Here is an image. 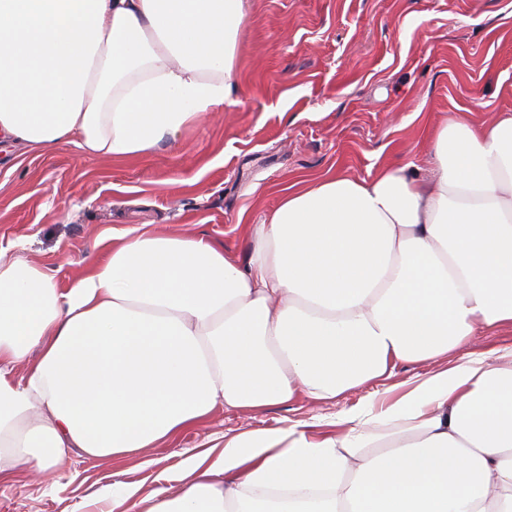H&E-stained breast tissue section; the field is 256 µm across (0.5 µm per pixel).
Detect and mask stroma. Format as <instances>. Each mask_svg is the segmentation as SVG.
Masks as SVG:
<instances>
[{
	"mask_svg": "<svg viewBox=\"0 0 512 512\" xmlns=\"http://www.w3.org/2000/svg\"><path fill=\"white\" fill-rule=\"evenodd\" d=\"M238 69L233 102L145 158L92 156L72 144L21 157L1 140L0 252L48 269L63 287L98 257L103 234L142 224L246 258L245 225L275 207L288 183L422 165L429 131L457 112L476 125L512 113V0H252ZM366 393L218 409L136 455L19 468L0 476V512H108L116 480L136 487L135 512H149L155 489L179 491L184 449L205 453L295 422L332 434L335 415Z\"/></svg>",
	"mask_w": 512,
	"mask_h": 512,
	"instance_id": "obj_1",
	"label": "stroma"
}]
</instances>
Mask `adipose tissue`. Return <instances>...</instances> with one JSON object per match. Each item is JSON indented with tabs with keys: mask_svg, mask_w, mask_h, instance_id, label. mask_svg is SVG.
Listing matches in <instances>:
<instances>
[{
	"mask_svg": "<svg viewBox=\"0 0 512 512\" xmlns=\"http://www.w3.org/2000/svg\"><path fill=\"white\" fill-rule=\"evenodd\" d=\"M249 0H0V135L150 155L238 89ZM427 166L296 181L246 225L247 263L136 227L61 287L0 258V474L153 447L216 408L335 402L404 364L396 400L190 455L150 512H512V113L431 136ZM24 375H16L18 366ZM512 347V327H502L494 330L482 331L474 336L467 349L480 353L492 348Z\"/></svg>",
	"mask_w": 512,
	"mask_h": 512,
	"instance_id": "adipose-tissue-1",
	"label": "adipose tissue"
}]
</instances>
